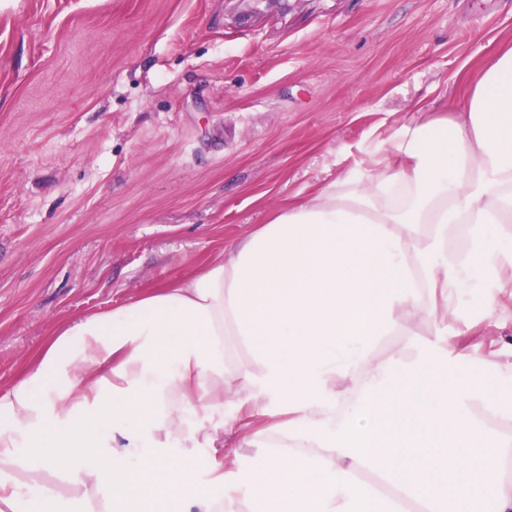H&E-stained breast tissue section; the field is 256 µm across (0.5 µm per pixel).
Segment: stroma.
<instances>
[{"label": "stroma", "instance_id": "1", "mask_svg": "<svg viewBox=\"0 0 512 512\" xmlns=\"http://www.w3.org/2000/svg\"><path fill=\"white\" fill-rule=\"evenodd\" d=\"M512 43V0H0V388L51 330L369 177ZM469 288L448 362L512 343Z\"/></svg>", "mask_w": 512, "mask_h": 512}]
</instances>
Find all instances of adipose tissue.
Here are the masks:
<instances>
[{
	"instance_id": "1",
	"label": "adipose tissue",
	"mask_w": 512,
	"mask_h": 512,
	"mask_svg": "<svg viewBox=\"0 0 512 512\" xmlns=\"http://www.w3.org/2000/svg\"><path fill=\"white\" fill-rule=\"evenodd\" d=\"M512 46L370 183L53 334L0 389V512H512V362L448 366L463 283L512 309ZM217 494L182 476L205 450ZM248 467L224 482L225 464Z\"/></svg>"
}]
</instances>
